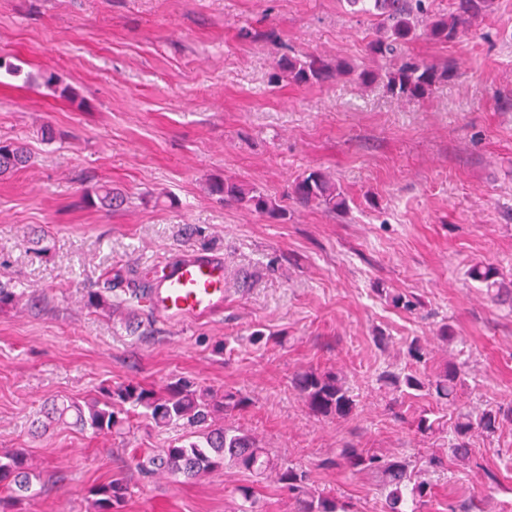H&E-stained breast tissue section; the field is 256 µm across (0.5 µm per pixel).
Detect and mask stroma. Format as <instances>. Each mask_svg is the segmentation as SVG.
Instances as JSON below:
<instances>
[{
	"instance_id": "1",
	"label": "stroma",
	"mask_w": 512,
	"mask_h": 512,
	"mask_svg": "<svg viewBox=\"0 0 512 512\" xmlns=\"http://www.w3.org/2000/svg\"><path fill=\"white\" fill-rule=\"evenodd\" d=\"M492 2L455 41L418 32L406 54L455 75L406 100L352 74L277 78L288 51L389 68L367 51L374 18L344 0H0V56L20 67L0 78V140L32 154L0 178V280L30 293L0 311V454L25 449L41 489L8 512H92L113 480L128 487L120 512H237L242 486L258 512H297L272 471L142 476L136 458L181 431L140 415L116 436L38 426L53 400L180 377L244 397L227 425L349 512H381V492L372 475L332 466L348 446L418 473L443 456L418 512L464 500L512 512V305L467 276L490 262L512 289V0ZM46 70L76 99L46 87ZM311 169L336 180L346 211L292 204L270 221L207 192L226 176L280 199ZM100 186L124 206L85 204ZM197 253L224 260L220 315L171 322L142 301L87 304L104 282L143 286L149 266ZM449 364L462 374L449 403L384 378L431 380ZM312 369L343 378L353 415L311 413L291 380ZM487 410L503 416L496 432L473 430L469 455L449 456V428ZM422 415L434 432L416 431Z\"/></svg>"
}]
</instances>
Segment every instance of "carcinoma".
I'll return each instance as SVG.
<instances>
[{"label": "carcinoma", "instance_id": "carcinoma-1", "mask_svg": "<svg viewBox=\"0 0 512 512\" xmlns=\"http://www.w3.org/2000/svg\"><path fill=\"white\" fill-rule=\"evenodd\" d=\"M356 12L380 19V35L371 40L368 52L381 58L392 57L403 51L417 35L418 18L426 19L425 28L430 38L439 42H451L466 34L473 20L484 15L492 0H452V12L437 15L430 10V0H346ZM279 68L288 81L295 84L324 82L332 76L336 67L316 56L304 58L284 56ZM452 74L451 67L439 68L423 60L408 57L395 68L381 74L363 69L358 79L363 84L382 81L389 93L396 97L420 99L441 81ZM32 156L25 144L15 141L0 142V177L11 175L28 166ZM212 194L224 200L278 220L284 209L258 188L245 182L227 178H215L209 185ZM291 197L301 206L316 205L332 212L347 209V198L326 173L312 170L298 178L291 189ZM85 202L90 206L100 204L109 208L123 202L121 194L111 188L100 187L86 193ZM472 280L493 286L497 283L498 269L491 264H477L470 269ZM127 300H112V289L88 294V304L93 308L124 306ZM460 372L456 366L442 371L436 379L423 383L413 374L402 377L385 375L394 386L409 389L427 388L438 400L454 398ZM292 384L304 398L310 410L319 416L346 418L355 409V401L348 388L333 374H321L310 370L298 373ZM128 404L132 409L143 408L144 415L156 427L183 426L188 432L174 439L168 447L144 461L137 462L143 472L163 470L186 480H197L212 475L226 467H235L254 475H262L277 469L278 483L291 495L299 506V512H338L336 500L316 494L307 487V475L290 467H276L265 448L256 438L241 428L224 425V415L239 410L244 401L230 394L220 397L207 389L197 390L184 381H176L157 392L137 383L116 388L102 389V396L84 404L75 401L51 402L44 407L41 427L49 426L70 417L73 424L89 429L94 434L121 433L127 424L120 406ZM473 429L469 420L460 421L454 427V438L449 451L454 456L469 454L465 441ZM336 465L352 472H367L379 479L383 497L382 512H417V504L431 497L432 484L409 470L406 461L369 453L362 448L342 449ZM0 487L11 493H28L32 488L28 457L24 450L16 449L0 455ZM128 493V487L120 481H110L95 490L92 503L94 512H118Z\"/></svg>", "mask_w": 512, "mask_h": 512}]
</instances>
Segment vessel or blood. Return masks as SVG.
<instances>
[{
    "label": "vessel or blood",
    "mask_w": 512,
    "mask_h": 512,
    "mask_svg": "<svg viewBox=\"0 0 512 512\" xmlns=\"http://www.w3.org/2000/svg\"><path fill=\"white\" fill-rule=\"evenodd\" d=\"M224 285L223 261L198 255L160 266L146 303L165 320L213 317L224 309Z\"/></svg>",
    "instance_id": "vessel-or-blood-1"
}]
</instances>
